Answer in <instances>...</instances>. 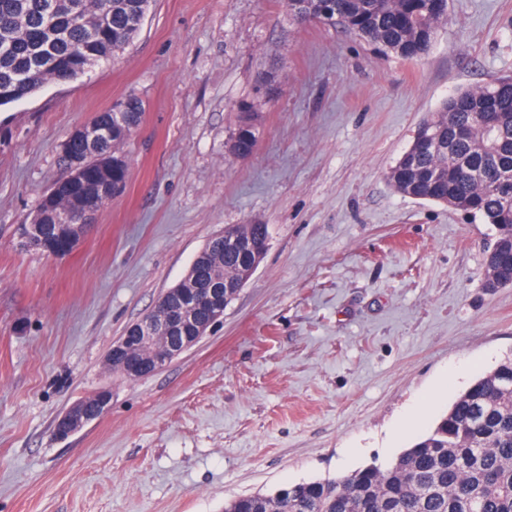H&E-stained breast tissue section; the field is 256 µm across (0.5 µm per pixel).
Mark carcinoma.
I'll return each instance as SVG.
<instances>
[{
    "label": "carcinoma",
    "mask_w": 512,
    "mask_h": 512,
    "mask_svg": "<svg viewBox=\"0 0 512 512\" xmlns=\"http://www.w3.org/2000/svg\"><path fill=\"white\" fill-rule=\"evenodd\" d=\"M152 0H0V91L20 101L46 83L69 82L135 39ZM302 24L326 22L383 53L418 59L431 49L448 12L435 0H283ZM125 122L113 112L93 121L97 137L70 136L62 145L64 169L31 222L57 249L79 236L86 214L108 201L105 188L126 183L128 169L117 150L136 128L142 104L129 98ZM413 141L387 172L390 186L416 200L448 205L496 230L486 259L484 287L512 282V77L456 92L425 119ZM237 153L257 145L254 113L236 133ZM253 244L268 238L265 224H238ZM255 262L220 236L152 312L184 305L183 289L240 281ZM224 512H512V358L477 378L441 414L430 431L382 468L368 465L338 481H310L273 493L241 496Z\"/></svg>",
    "instance_id": "1"
}]
</instances>
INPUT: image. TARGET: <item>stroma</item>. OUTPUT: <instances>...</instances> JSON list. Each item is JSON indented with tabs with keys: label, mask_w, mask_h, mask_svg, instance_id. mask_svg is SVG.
Returning <instances> with one entry per match:
<instances>
[{
	"label": "stroma",
	"mask_w": 512,
	"mask_h": 512,
	"mask_svg": "<svg viewBox=\"0 0 512 512\" xmlns=\"http://www.w3.org/2000/svg\"><path fill=\"white\" fill-rule=\"evenodd\" d=\"M512 76V0H448L406 60L281 0H152L132 45L0 107V512H224L387 466L512 356V286H483L492 225L386 180L452 93ZM142 101L129 174L64 254L22 248L63 141ZM259 142L230 155L239 104ZM269 246L223 319L159 372L105 360L210 238ZM107 414L57 417L99 390ZM97 394V403L93 407H88L81 401L58 417L55 426L57 436L66 438L81 429L99 414L109 411L112 399L109 391L102 390L97 392Z\"/></svg>",
	"instance_id": "stroma-1"
}]
</instances>
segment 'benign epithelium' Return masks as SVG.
I'll list each match as a JSON object with an SVG mask.
<instances>
[{"label": "benign epithelium", "instance_id": "benign-epithelium-1", "mask_svg": "<svg viewBox=\"0 0 512 512\" xmlns=\"http://www.w3.org/2000/svg\"><path fill=\"white\" fill-rule=\"evenodd\" d=\"M188 301L189 305L169 311L160 320L147 316L124 332L112 346L107 365H112L116 359L121 360L125 375L132 380L161 370L222 320L228 299L224 298V289L220 285L199 288L189 295ZM201 310L205 311L206 317L193 319ZM180 330L187 335H176ZM110 407L111 394L106 390L98 392L97 403L92 407L82 401L73 405L58 417L55 426L57 436H70L99 414L109 411Z\"/></svg>", "mask_w": 512, "mask_h": 512}]
</instances>
